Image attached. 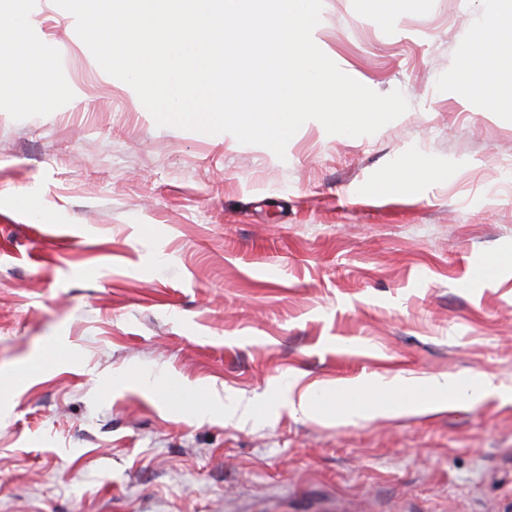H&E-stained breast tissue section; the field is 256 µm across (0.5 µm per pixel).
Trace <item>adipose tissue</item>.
I'll return each mask as SVG.
<instances>
[{"label":"adipose tissue","instance_id":"ef3b65f1","mask_svg":"<svg viewBox=\"0 0 512 512\" xmlns=\"http://www.w3.org/2000/svg\"><path fill=\"white\" fill-rule=\"evenodd\" d=\"M12 11L0 12V47L16 51L17 64L6 73L7 80L16 90L25 89L33 73H47L56 65L54 56L36 50L30 44L24 26L16 19L22 13L24 0H13ZM512 16V9L495 12L481 35L482 54L480 59L465 58L461 77L464 85L472 92L482 96L496 107L512 106V80H502L499 61L503 56L512 54V27L505 25V18ZM498 389L493 377L478 378L468 386L460 385L455 379L441 376L426 379L418 394L398 399L389 404L351 405L349 419H366L376 414L396 411L425 410L439 408L444 399L453 395L480 396L489 395Z\"/></svg>","mask_w":512,"mask_h":512}]
</instances>
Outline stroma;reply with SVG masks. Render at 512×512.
Wrapping results in <instances>:
<instances>
[{"instance_id":"stroma-1","label":"stroma","mask_w":512,"mask_h":512,"mask_svg":"<svg viewBox=\"0 0 512 512\" xmlns=\"http://www.w3.org/2000/svg\"><path fill=\"white\" fill-rule=\"evenodd\" d=\"M511 4L323 0L316 45L409 108L367 136L307 121L280 158L157 126L69 12L26 0L77 95L0 86V512H512V109L459 73ZM484 374L498 394L421 414L288 403ZM230 394L249 418L213 410Z\"/></svg>"}]
</instances>
